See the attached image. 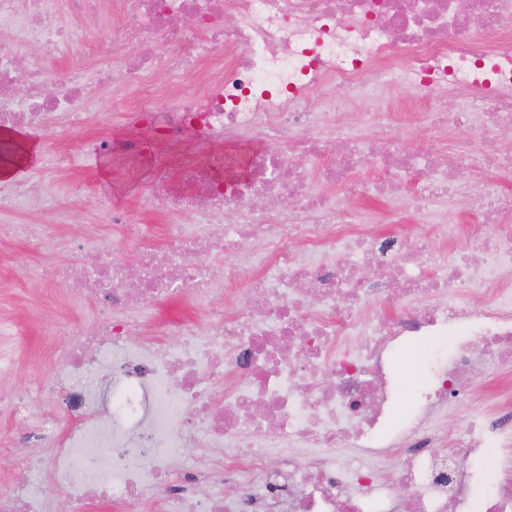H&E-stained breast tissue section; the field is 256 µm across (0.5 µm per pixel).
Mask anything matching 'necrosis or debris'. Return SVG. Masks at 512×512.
I'll list each match as a JSON object with an SVG mask.
<instances>
[{"label": "necrosis or debris", "mask_w": 512, "mask_h": 512, "mask_svg": "<svg viewBox=\"0 0 512 512\" xmlns=\"http://www.w3.org/2000/svg\"><path fill=\"white\" fill-rule=\"evenodd\" d=\"M107 2L0 0V27L15 35L0 49L1 129L53 116L65 132L97 118L83 76L51 95L43 67L20 64L36 45L87 52L114 93L137 85L124 118L157 139L191 129L227 142L255 134L264 146L236 187L146 198L189 221L164 225L166 246L140 249L136 276L109 250L66 240L78 256L69 297L95 310L87 325H59L68 342L53 350L51 375L0 393V414L27 413L31 429L0 446L24 463L0 490V512H55L53 497L24 492L34 479L69 512H470L465 462L490 448L497 489L481 512H512V403L492 390L462 423L442 422L449 397L512 372V197L494 178L512 173V151L495 144L512 127V0H118L106 42L89 22ZM62 12L68 23L56 22ZM476 14L486 18L479 34ZM115 40L139 47L134 61L117 66ZM161 70L168 83L153 85ZM401 70L417 93L466 74L467 100L419 115L470 131L456 163L409 151L395 112L360 115L384 139L347 128L348 100L386 90ZM366 168L378 178L356 180ZM407 175L430 235L397 224L374 236L365 201L396 199ZM336 184L350 207L325 193ZM284 195L299 216L280 212ZM461 195L484 231L435 223L436 201ZM464 237L468 247L453 251ZM391 294L403 301L393 320L379 310ZM170 300L191 315L156 321ZM423 336L452 337V350L420 412L391 424L385 368ZM58 395L60 417L47 411ZM190 448L206 449L208 463ZM399 485L402 500L391 494Z\"/></svg>", "instance_id": "necrosis-or-debris-1"}]
</instances>
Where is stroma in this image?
I'll return each mask as SVG.
<instances>
[{
    "label": "stroma",
    "mask_w": 512,
    "mask_h": 512,
    "mask_svg": "<svg viewBox=\"0 0 512 512\" xmlns=\"http://www.w3.org/2000/svg\"><path fill=\"white\" fill-rule=\"evenodd\" d=\"M22 58L44 66L55 85L63 84L70 71L81 70L89 74L95 68L93 59L71 52L48 56L35 45L25 47ZM409 99L408 90L397 86L383 95L381 103L400 113L398 132L407 147L423 151L432 141L442 138L443 133L412 123L404 112L405 102ZM117 107L118 102L111 92L102 90L94 99L98 120L90 128L59 137L42 129L28 127L24 130L25 136L39 143L41 156L38 164L21 179L11 182L10 187L20 190L40 182L45 187V194L39 203L8 215L6 221L32 226L48 224L57 211L63 210L67 212L69 222L59 228L55 237L47 241L41 250H32L21 241H13L0 248V322H18L25 331L20 343L0 347V352L16 359L14 374L0 383L4 387L20 390L32 377L49 375L55 363L46 354L50 343L44 334L46 326L60 315L80 323L90 312L86 306L69 307L60 288L49 287L37 279L41 270L72 260L73 255L63 248V241L87 234L92 242L109 246L119 261L135 257L138 246L130 243L120 229L106 222L107 209L115 207L127 213L130 223L153 225L150 243L161 245L163 226L170 217L161 209L144 212L140 201L150 194L166 197L186 192L179 152L206 147L205 142L186 134L175 143H161V150L169 154L168 163H159L147 155L128 166L115 164L111 156L102 151L101 141L140 139L149 142L153 139L149 128L116 119ZM64 153L72 157L73 163L62 170L58 163Z\"/></svg>",
    "instance_id": "1"
}]
</instances>
